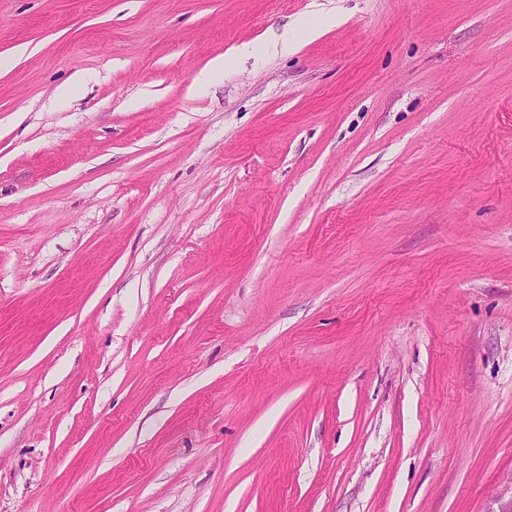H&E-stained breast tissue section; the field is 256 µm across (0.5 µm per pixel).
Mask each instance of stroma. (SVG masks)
<instances>
[{
  "label": "stroma",
  "instance_id": "obj_1",
  "mask_svg": "<svg viewBox=\"0 0 512 512\" xmlns=\"http://www.w3.org/2000/svg\"><path fill=\"white\" fill-rule=\"evenodd\" d=\"M1 55L0 512L512 499V0H0Z\"/></svg>",
  "mask_w": 512,
  "mask_h": 512
}]
</instances>
